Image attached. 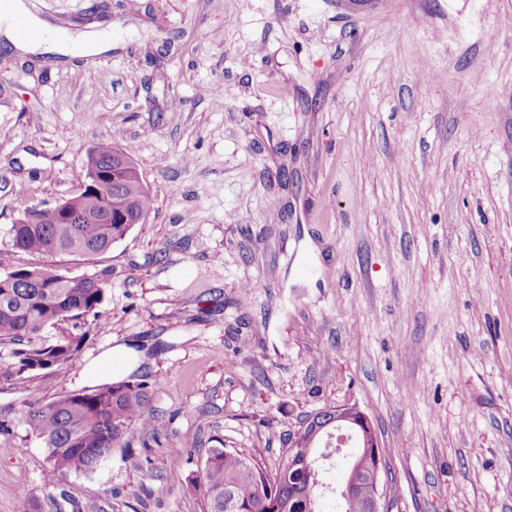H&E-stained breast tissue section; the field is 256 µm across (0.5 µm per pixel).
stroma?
Here are the masks:
<instances>
[{
  "instance_id": "obj_1",
  "label": "stroma",
  "mask_w": 512,
  "mask_h": 512,
  "mask_svg": "<svg viewBox=\"0 0 512 512\" xmlns=\"http://www.w3.org/2000/svg\"><path fill=\"white\" fill-rule=\"evenodd\" d=\"M26 2L112 49L0 50V274L112 281L74 360L0 408L108 382L84 371L118 344L166 384L154 434L87 475L16 425L0 512H203L209 449L277 467L343 403L377 431L391 512H512V0ZM112 140L145 222L91 258L15 249L20 203L74 194Z\"/></svg>"
}]
</instances>
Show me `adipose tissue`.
I'll list each match as a JSON object with an SVG mask.
<instances>
[{"label":"adipose tissue","instance_id":"adipose-tissue-1","mask_svg":"<svg viewBox=\"0 0 512 512\" xmlns=\"http://www.w3.org/2000/svg\"><path fill=\"white\" fill-rule=\"evenodd\" d=\"M26 20L33 31L28 41L30 51L45 55L62 57L75 56L84 53L108 52L112 49L110 32L81 33L66 40L57 39L53 32L46 29L42 21L29 14L24 0H0V41L5 46L16 43V22Z\"/></svg>","mask_w":512,"mask_h":512}]
</instances>
